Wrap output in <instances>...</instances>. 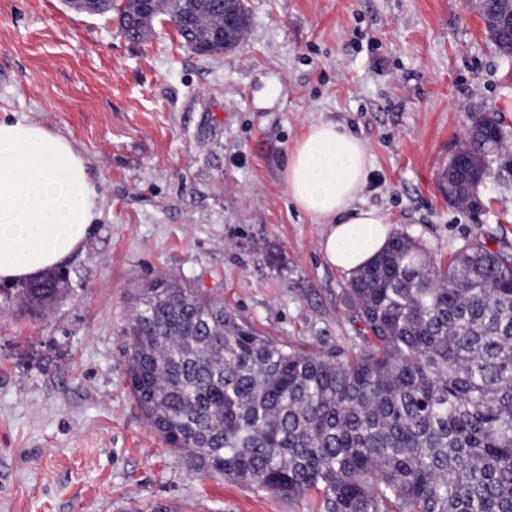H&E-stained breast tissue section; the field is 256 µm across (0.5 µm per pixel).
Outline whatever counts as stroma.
<instances>
[{
  "label": "stroma",
  "instance_id": "35a3bbf8",
  "mask_svg": "<svg viewBox=\"0 0 512 512\" xmlns=\"http://www.w3.org/2000/svg\"><path fill=\"white\" fill-rule=\"evenodd\" d=\"M249 30L201 56L156 23L62 0H0V115L74 143L101 195L84 253L50 313L0 283V512H318L190 470L135 402L122 330L157 276L223 298L297 352L359 350L348 274L330 266L288 197V150L330 121L369 148L360 203L435 260L475 238L512 247V194L481 218L439 177L472 115L512 124V62L472 0H246Z\"/></svg>",
  "mask_w": 512,
  "mask_h": 512
}]
</instances>
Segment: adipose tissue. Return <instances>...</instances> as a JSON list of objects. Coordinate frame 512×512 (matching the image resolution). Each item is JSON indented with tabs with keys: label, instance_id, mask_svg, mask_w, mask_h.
<instances>
[{
	"label": "adipose tissue",
	"instance_id": "adipose-tissue-1",
	"mask_svg": "<svg viewBox=\"0 0 512 512\" xmlns=\"http://www.w3.org/2000/svg\"><path fill=\"white\" fill-rule=\"evenodd\" d=\"M368 154L363 140L333 122L310 125L288 152V195L324 225L320 250L345 273L370 262L392 234L385 211L358 204ZM98 199V185L69 139L0 116V281L41 277L83 252Z\"/></svg>",
	"mask_w": 512,
	"mask_h": 512
}]
</instances>
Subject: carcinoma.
I'll use <instances>...</instances> for the list:
<instances>
[{"label": "carcinoma", "instance_id": "carcinoma-1", "mask_svg": "<svg viewBox=\"0 0 512 512\" xmlns=\"http://www.w3.org/2000/svg\"><path fill=\"white\" fill-rule=\"evenodd\" d=\"M499 55L512 29L490 15L512 0H476ZM122 34L146 39L158 19L205 56L248 30L245 0H102ZM147 16L138 29L135 16ZM470 151L449 161L481 178L448 181V202L489 205L485 184L512 190V128L477 113ZM67 273L22 289L32 317L65 293ZM346 293L362 324L359 352H295L168 278L137 290L122 331L131 393L149 426L197 472L272 494L315 492L321 512H512V252L472 240L444 264L407 235L354 274Z\"/></svg>", "mask_w": 512, "mask_h": 512}]
</instances>
